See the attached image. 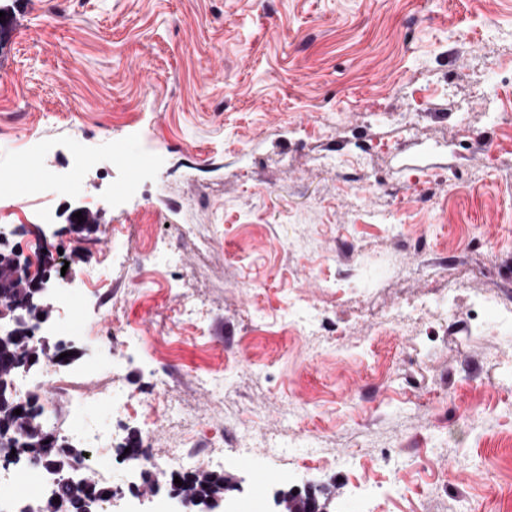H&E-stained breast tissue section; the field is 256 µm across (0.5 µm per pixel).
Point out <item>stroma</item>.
Masks as SVG:
<instances>
[{
	"label": "stroma",
	"instance_id": "obj_1",
	"mask_svg": "<svg viewBox=\"0 0 512 512\" xmlns=\"http://www.w3.org/2000/svg\"><path fill=\"white\" fill-rule=\"evenodd\" d=\"M511 127L512 0H18L0 250L49 241L51 288L91 268L107 296L73 289L86 323L49 308L76 330L59 377L99 362L72 382L88 397L116 382L125 410L86 413L123 436L155 402L151 453L211 460L239 484L235 512L309 487L328 512H512V341L470 324L473 296L491 323L512 308ZM78 209L97 219L79 233ZM165 225L189 276L149 285L113 264ZM297 291L327 318L316 331L288 320ZM451 292L447 321L382 323ZM184 303L209 332L166 345ZM111 317L130 333L108 349L94 336ZM101 464L142 512H178L167 483Z\"/></svg>",
	"mask_w": 512,
	"mask_h": 512
}]
</instances>
